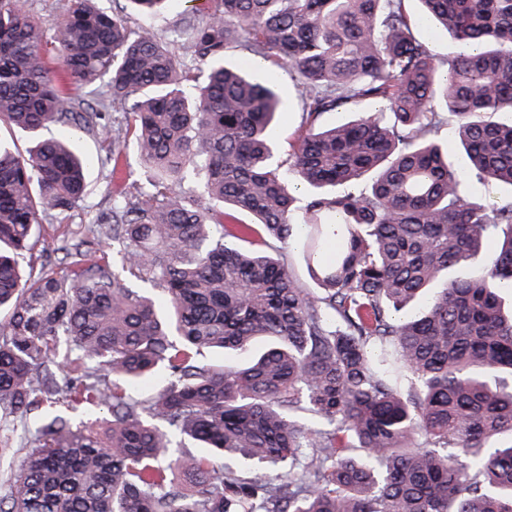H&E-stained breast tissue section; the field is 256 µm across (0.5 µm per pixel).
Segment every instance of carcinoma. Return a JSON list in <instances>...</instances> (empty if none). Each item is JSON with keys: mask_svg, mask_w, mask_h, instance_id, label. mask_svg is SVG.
<instances>
[{"mask_svg": "<svg viewBox=\"0 0 512 512\" xmlns=\"http://www.w3.org/2000/svg\"><path fill=\"white\" fill-rule=\"evenodd\" d=\"M209 2L189 28L199 84L95 0H69L49 41L0 0V124L108 141L69 97L104 79L150 172L94 229L121 269L78 240L57 247L65 270L36 272L41 224L70 220L96 160L0 140V430L24 448L0 512H512V200L473 201L512 187V0H419L461 48L448 58L405 0ZM231 43L297 83L285 158L277 79L226 66ZM339 109L354 119L321 128ZM189 167L201 187L175 192ZM294 235L315 292L282 252ZM259 339L243 367L203 361ZM175 442L209 453L186 463Z\"/></svg>", "mask_w": 512, "mask_h": 512, "instance_id": "cac0c4a2", "label": "carcinoma"}]
</instances>
